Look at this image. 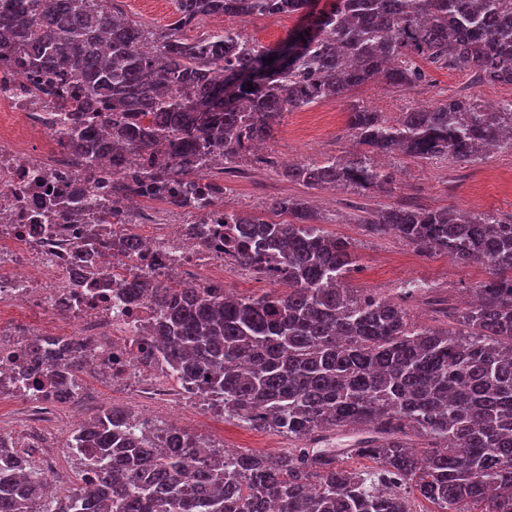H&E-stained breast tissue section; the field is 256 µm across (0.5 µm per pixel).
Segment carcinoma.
Masks as SVG:
<instances>
[{
    "label": "carcinoma",
    "mask_w": 512,
    "mask_h": 512,
    "mask_svg": "<svg viewBox=\"0 0 512 512\" xmlns=\"http://www.w3.org/2000/svg\"><path fill=\"white\" fill-rule=\"evenodd\" d=\"M112 2L3 0L0 52L25 50V69L49 81L75 69L80 94L104 95L136 123L145 114L146 126L123 131L130 150L166 143L183 157L222 147L226 174L272 138L284 113L346 99L370 80L406 89L426 63L512 81V0H334L275 47L237 29L193 39L184 30L215 15L290 16L309 0H177L161 33L121 19ZM147 40L158 48L138 51ZM347 128L355 151L282 174L309 190L390 193L394 172L380 157L465 162L484 148L512 150V99L487 112L450 96L394 122L353 104ZM270 210L288 221L224 217L240 225L241 265L260 273L261 258L278 252L287 290L233 299L188 285L158 288L154 302L161 352L183 378L221 396L224 417L300 446L199 458L193 436L172 429L158 448L153 435L129 432L128 413L107 409L78 430L71 451L93 449L98 475L90 487L78 470L64 511L44 498L35 471L16 475L19 449L0 447V512H413V499L433 512H512V222L395 206L360 220L371 236L486 263L489 278L462 309L417 281L399 303L353 292L348 240L314 231L320 220L303 199H276ZM423 297L444 325L409 314L404 302ZM72 349L65 337H36L32 368ZM354 458L373 466H348Z\"/></svg>",
    "instance_id": "cac0c4a2"
}]
</instances>
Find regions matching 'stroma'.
I'll use <instances>...</instances> for the list:
<instances>
[{
  "mask_svg": "<svg viewBox=\"0 0 512 512\" xmlns=\"http://www.w3.org/2000/svg\"><path fill=\"white\" fill-rule=\"evenodd\" d=\"M176 7V0H116L114 5L128 21L156 31L166 29ZM302 23V17L296 14L258 17L247 22L220 15L204 18L187 35L195 38L213 29L233 28L244 31L260 45L273 46ZM425 72V79L408 90L372 81L354 88L348 100L325 101L285 113L274 139L264 147L265 154L274 158V165L266 166L250 159L242 161L238 176L225 179V208L260 215L268 213L270 200L281 196L313 199L314 191L282 177L280 167L294 160H321L349 150L351 140L346 124L349 102L395 120L402 113L433 106L449 96L469 95L484 101L501 98L503 94L495 84L474 82L466 71L429 65ZM384 165L395 173L396 183L391 193L367 199L356 190L339 188L328 205L318 208L325 229L348 238L355 246L359 267L350 275L349 287L395 299L406 282L421 281L455 296L468 295L471 288L487 278L486 264L460 265L439 253L423 254L395 235L369 237L361 225L355 224L354 207L364 203L381 209L411 202L427 209H451L473 216L490 211L512 221V152L500 150L464 163L449 159L413 161L398 156L386 159ZM174 419L189 434L238 451L261 447L276 454L289 444L287 436L281 433L204 415L187 405L175 412Z\"/></svg>",
  "mask_w": 512,
  "mask_h": 512,
  "instance_id": "1",
  "label": "stroma"
}]
</instances>
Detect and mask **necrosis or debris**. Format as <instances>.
<instances>
[{"label": "necrosis or debris", "mask_w": 512, "mask_h": 512, "mask_svg": "<svg viewBox=\"0 0 512 512\" xmlns=\"http://www.w3.org/2000/svg\"><path fill=\"white\" fill-rule=\"evenodd\" d=\"M41 80L0 57V397L12 398L41 446L60 405L72 404L56 384L57 368L27 373L28 343L51 337L57 324L73 327L83 370L142 400L129 424L134 432L155 422V406L179 402L223 414V400L178 382L145 331L157 315L152 288L223 289L241 266L224 244V155L196 162L198 177L181 182L183 201L143 191L112 193L114 180L144 174L146 160L112 154L123 114L78 99L70 105L40 94ZM105 143L92 153L73 149L74 127ZM141 247L116 251L127 236Z\"/></svg>", "instance_id": "4bbe7bcc"}]
</instances>
